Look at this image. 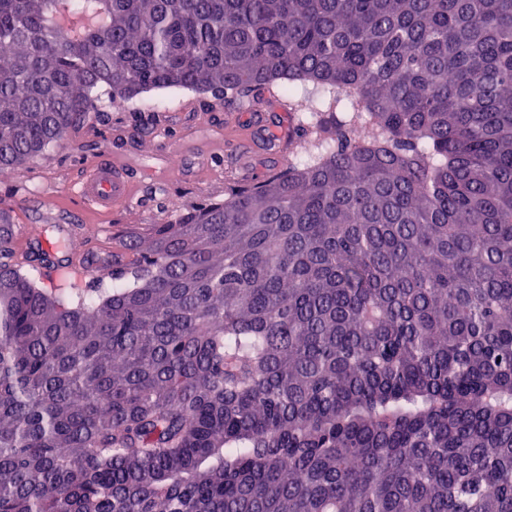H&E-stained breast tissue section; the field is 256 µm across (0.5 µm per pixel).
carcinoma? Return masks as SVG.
Here are the masks:
<instances>
[{"mask_svg": "<svg viewBox=\"0 0 512 512\" xmlns=\"http://www.w3.org/2000/svg\"><path fill=\"white\" fill-rule=\"evenodd\" d=\"M112 101L275 92L288 166L0 232V512H512V0H0V174ZM21 209H14L12 208L11 211V222L13 224H2L1 227L8 226L9 229H11V236L16 239L19 253L23 254L27 248L35 241L33 238V235L26 230V225L20 224L21 223Z\"/></svg>", "mask_w": 512, "mask_h": 512, "instance_id": "obj_1", "label": "carcinoma"}]
</instances>
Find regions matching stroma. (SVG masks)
<instances>
[{"label": "stroma", "instance_id": "35a3bbf8", "mask_svg": "<svg viewBox=\"0 0 512 512\" xmlns=\"http://www.w3.org/2000/svg\"><path fill=\"white\" fill-rule=\"evenodd\" d=\"M64 146L37 158L20 175L0 178V205L24 206L40 218L43 199L66 189L94 161L126 164L136 193L113 210V232L146 231L171 221L177 211L223 201L229 190L265 175L259 160L262 141L244 142L240 152H225L223 103L187 90H154L138 98L111 103ZM179 147L183 163L171 167L169 150Z\"/></svg>", "mask_w": 512, "mask_h": 512}]
</instances>
